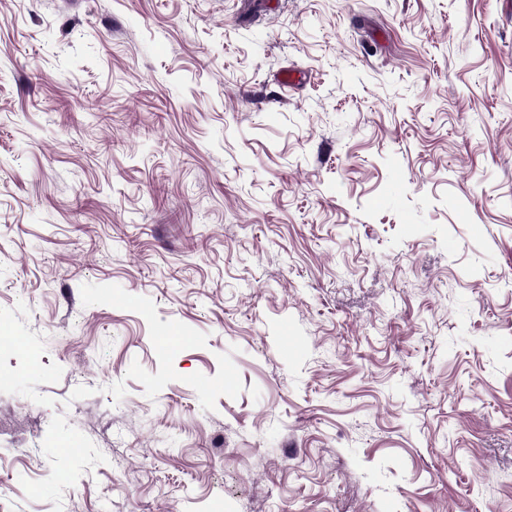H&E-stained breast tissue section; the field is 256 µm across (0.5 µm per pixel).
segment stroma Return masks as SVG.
Segmentation results:
<instances>
[{
    "mask_svg": "<svg viewBox=\"0 0 512 512\" xmlns=\"http://www.w3.org/2000/svg\"><path fill=\"white\" fill-rule=\"evenodd\" d=\"M3 336L0 512H512V0H0Z\"/></svg>",
    "mask_w": 512,
    "mask_h": 512,
    "instance_id": "1",
    "label": "stroma"
}]
</instances>
